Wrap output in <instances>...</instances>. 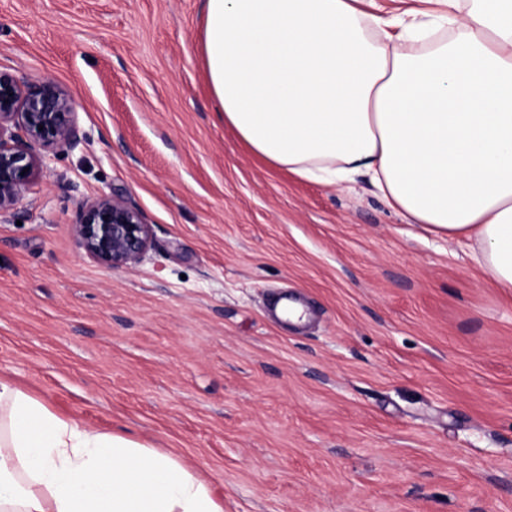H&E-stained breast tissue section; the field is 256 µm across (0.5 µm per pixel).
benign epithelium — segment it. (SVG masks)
<instances>
[{
    "instance_id": "7a95c632",
    "label": "benign epithelium",
    "mask_w": 512,
    "mask_h": 512,
    "mask_svg": "<svg viewBox=\"0 0 512 512\" xmlns=\"http://www.w3.org/2000/svg\"><path fill=\"white\" fill-rule=\"evenodd\" d=\"M77 105L75 94L54 80L0 71V215L13 210L49 156L82 142ZM73 231L88 257L112 269L137 266L153 240L143 212L113 194L85 201Z\"/></svg>"
}]
</instances>
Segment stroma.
I'll list each match as a JSON object with an SVG mask.
<instances>
[{
    "instance_id": "35a3bbf8",
    "label": "stroma",
    "mask_w": 512,
    "mask_h": 512,
    "mask_svg": "<svg viewBox=\"0 0 512 512\" xmlns=\"http://www.w3.org/2000/svg\"><path fill=\"white\" fill-rule=\"evenodd\" d=\"M204 0H0V71L77 96L75 149L0 217V372L53 413L173 454L224 512H512V292L472 244L269 169L198 55ZM153 244L105 267L81 205ZM288 291L309 312H268ZM73 231L88 257L112 269L137 266L153 240L152 226L143 212L113 194L85 201Z\"/></svg>"
}]
</instances>
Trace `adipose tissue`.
<instances>
[{
    "instance_id": "obj_1",
    "label": "adipose tissue",
    "mask_w": 512,
    "mask_h": 512,
    "mask_svg": "<svg viewBox=\"0 0 512 512\" xmlns=\"http://www.w3.org/2000/svg\"><path fill=\"white\" fill-rule=\"evenodd\" d=\"M205 0L201 52L226 125L271 167L370 176L425 231L474 242L512 291V0ZM0 512H223L170 453L51 412L0 373Z\"/></svg>"
}]
</instances>
